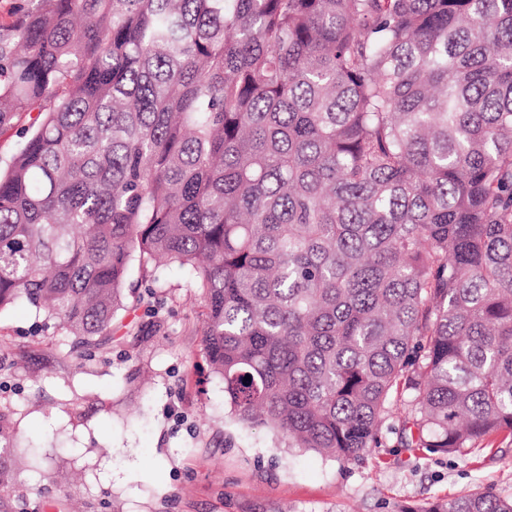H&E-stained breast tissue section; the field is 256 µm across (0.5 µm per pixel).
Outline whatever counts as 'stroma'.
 <instances>
[{"mask_svg": "<svg viewBox=\"0 0 512 512\" xmlns=\"http://www.w3.org/2000/svg\"><path fill=\"white\" fill-rule=\"evenodd\" d=\"M147 271L152 297L89 360L34 309L0 311V422L21 512H401L487 485L512 497V441L439 455L387 432L342 463L238 423L208 362L198 289L177 266Z\"/></svg>", "mask_w": 512, "mask_h": 512, "instance_id": "35a3bbf8", "label": "stroma"}]
</instances>
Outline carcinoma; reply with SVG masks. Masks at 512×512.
<instances>
[{
	"label": "carcinoma",
	"instance_id": "1",
	"mask_svg": "<svg viewBox=\"0 0 512 512\" xmlns=\"http://www.w3.org/2000/svg\"><path fill=\"white\" fill-rule=\"evenodd\" d=\"M23 118L0 311L91 357L164 258L239 422L342 462L384 426L512 439V0H32L0 36Z\"/></svg>",
	"mask_w": 512,
	"mask_h": 512
}]
</instances>
